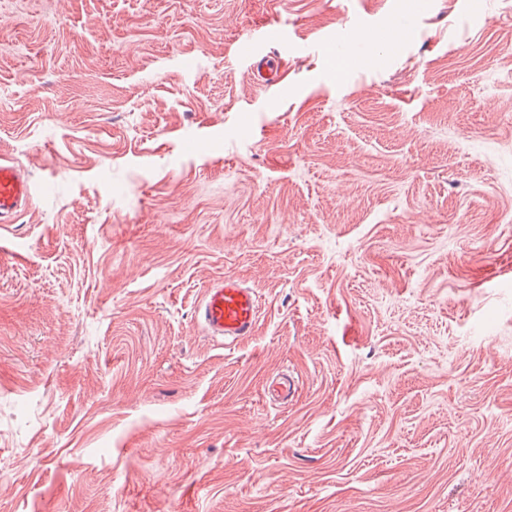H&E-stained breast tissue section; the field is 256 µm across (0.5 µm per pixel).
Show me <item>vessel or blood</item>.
<instances>
[{
  "label": "vessel or blood",
  "instance_id": "vessel-or-blood-1",
  "mask_svg": "<svg viewBox=\"0 0 512 512\" xmlns=\"http://www.w3.org/2000/svg\"><path fill=\"white\" fill-rule=\"evenodd\" d=\"M33 193L24 171L13 162L0 159V223H10L30 204ZM260 311L257 291L239 277L227 275L206 286L197 308V319L209 336L237 345L254 336ZM299 387L298 377L279 373L269 380L264 393L287 400L294 397Z\"/></svg>",
  "mask_w": 512,
  "mask_h": 512
}]
</instances>
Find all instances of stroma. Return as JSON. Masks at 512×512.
I'll return each instance as SVG.
<instances>
[{"instance_id": "1", "label": "stroma", "mask_w": 512, "mask_h": 512, "mask_svg": "<svg viewBox=\"0 0 512 512\" xmlns=\"http://www.w3.org/2000/svg\"><path fill=\"white\" fill-rule=\"evenodd\" d=\"M1 158L0 512H512V0H0ZM33 186L22 169L9 160L0 159V223L9 224L33 198ZM261 299L237 276L225 275L210 282L197 308V319L209 336L225 345L240 344L255 335ZM300 387V380L287 373H278L273 376L264 388L265 396L277 397L283 400L293 398Z\"/></svg>"}]
</instances>
